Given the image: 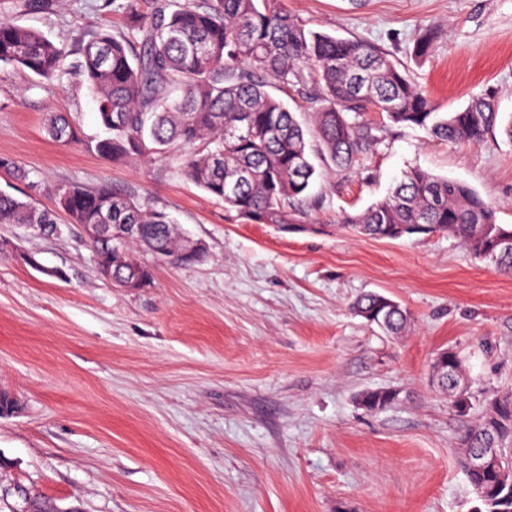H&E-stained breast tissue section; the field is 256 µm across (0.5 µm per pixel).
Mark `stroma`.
I'll use <instances>...</instances> for the list:
<instances>
[{
  "instance_id": "stroma-1",
  "label": "stroma",
  "mask_w": 512,
  "mask_h": 512,
  "mask_svg": "<svg viewBox=\"0 0 512 512\" xmlns=\"http://www.w3.org/2000/svg\"><path fill=\"white\" fill-rule=\"evenodd\" d=\"M125 0H0V20L76 49L126 29ZM306 28L393 55L443 112L489 95L497 124L480 145L365 113L378 138L360 167L320 156L298 229L249 224L191 183L183 153L115 163L95 153L98 105L76 79L0 70V190L54 208L58 186H112L165 211L205 246L172 264L143 252L149 287L97 272L84 230L46 236L0 224V486L62 512H472L460 437L484 405L512 393V275L455 237L399 240L343 222L420 167L468 183L512 224V0H271ZM436 32L433 56L414 42ZM71 114L76 140L45 131ZM379 292L411 317L394 336L356 315ZM453 351L469 379L466 411L439 396L430 365ZM395 392L378 411L359 403Z\"/></svg>"
}]
</instances>
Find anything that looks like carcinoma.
Segmentation results:
<instances>
[{"label":"carcinoma","instance_id":"carcinoma-1","mask_svg":"<svg viewBox=\"0 0 512 512\" xmlns=\"http://www.w3.org/2000/svg\"><path fill=\"white\" fill-rule=\"evenodd\" d=\"M125 10L127 32L101 31L82 39L72 66L64 46L38 30L0 20V68L25 69L45 80L75 76L95 94L106 131L93 145L97 154L126 162L182 148L185 176L254 224L300 223L299 206L316 174L307 130L296 111L266 90L261 76L306 103L320 149L338 168L359 165L376 144L377 137L358 121L370 109L449 142L481 143L496 123L487 98H476L459 112H440L405 68L375 45L307 29L268 0H152L146 13L137 0H128ZM435 42V33L425 31L414 43L415 59H428ZM46 132L56 141L76 134L72 122L58 114L47 118ZM57 204L71 224H100L110 213L114 224L144 225L138 239L93 245L98 264L112 270L115 286L133 277L151 282L150 270L135 256L138 246L179 261L182 245L168 214L108 184L61 185ZM345 223L386 240L394 239L391 230L397 226L423 224L425 233L446 232L475 258L512 275V253L487 256L494 239L512 236V225L497 223L495 207L467 183L419 167L405 170L385 197ZM0 224H34L44 235L60 232L54 213L3 192ZM380 298L367 293L352 309L393 334L404 331L408 315L397 304L375 318ZM362 399L365 409L377 412L391 406L395 394L369 392ZM499 402L498 413H481L460 444L501 446L503 467L511 470L512 396ZM467 477L488 491L478 497L477 512H512L511 482H500L495 473Z\"/></svg>","mask_w":512,"mask_h":512}]
</instances>
